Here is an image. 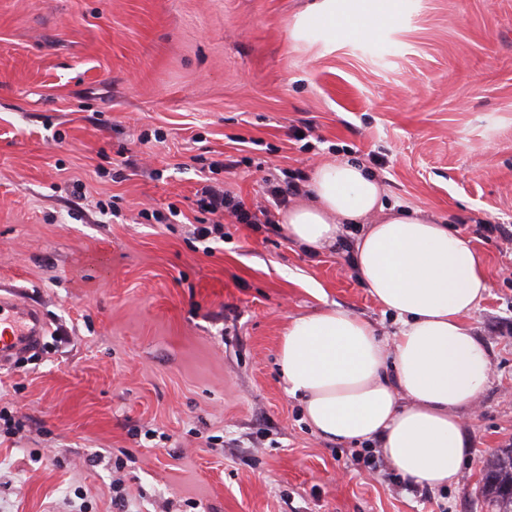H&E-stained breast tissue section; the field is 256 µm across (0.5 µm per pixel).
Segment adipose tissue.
Segmentation results:
<instances>
[{"label": "adipose tissue", "instance_id": "ef3b65f1", "mask_svg": "<svg viewBox=\"0 0 512 512\" xmlns=\"http://www.w3.org/2000/svg\"><path fill=\"white\" fill-rule=\"evenodd\" d=\"M301 23L369 32L379 13L373 0H320ZM281 220L312 251L332 246L344 225H359L356 275L399 323L384 338L336 307L289 320L278 365L310 427L334 442L378 445L396 470L428 488L456 483L468 452L463 414L492 372L468 324L488 290L477 253L447 225L385 210L379 184L348 162L321 165L307 201Z\"/></svg>", "mask_w": 512, "mask_h": 512}]
</instances>
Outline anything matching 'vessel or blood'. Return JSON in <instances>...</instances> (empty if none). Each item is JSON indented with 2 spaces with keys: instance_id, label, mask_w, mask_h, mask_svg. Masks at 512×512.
I'll list each match as a JSON object with an SVG mask.
<instances>
[{
  "instance_id": "obj_1",
  "label": "vessel or blood",
  "mask_w": 512,
  "mask_h": 512,
  "mask_svg": "<svg viewBox=\"0 0 512 512\" xmlns=\"http://www.w3.org/2000/svg\"><path fill=\"white\" fill-rule=\"evenodd\" d=\"M41 314L14 296L0 297V361L11 358L33 345L44 335Z\"/></svg>"
}]
</instances>
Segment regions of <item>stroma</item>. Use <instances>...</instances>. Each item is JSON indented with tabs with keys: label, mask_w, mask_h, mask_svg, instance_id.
I'll list each match as a JSON object with an SVG mask.
<instances>
[{
	"label": "stroma",
	"mask_w": 512,
	"mask_h": 512,
	"mask_svg": "<svg viewBox=\"0 0 512 512\" xmlns=\"http://www.w3.org/2000/svg\"><path fill=\"white\" fill-rule=\"evenodd\" d=\"M317 2L0 0V293L48 326L0 369V512H490L484 465L512 446V0L294 36ZM341 161L468 238L489 282L469 324L492 376L443 489L354 464L281 378L291 318L397 329L353 233L309 251L265 193ZM208 182L270 223L200 213ZM216 220L223 240L193 236Z\"/></svg>",
	"instance_id": "35a3bbf8"
}]
</instances>
